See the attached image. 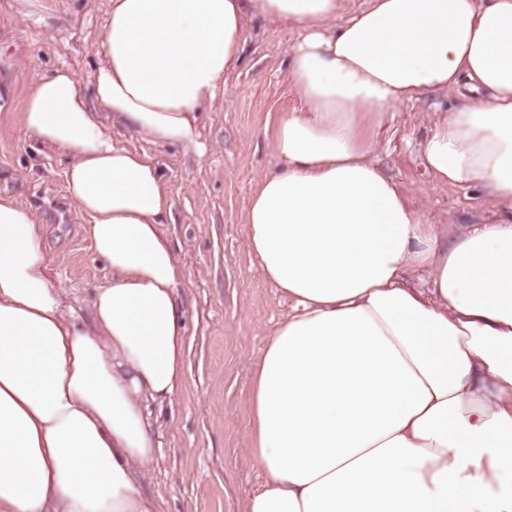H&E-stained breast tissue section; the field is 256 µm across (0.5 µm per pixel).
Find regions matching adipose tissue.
I'll use <instances>...</instances> for the list:
<instances>
[{
    "mask_svg": "<svg viewBox=\"0 0 512 512\" xmlns=\"http://www.w3.org/2000/svg\"><path fill=\"white\" fill-rule=\"evenodd\" d=\"M110 0L93 99L59 69L17 122L70 157L66 193L110 274L64 303L33 211L0 197V512H157L136 476L184 373L186 278L167 181L108 122L201 151L198 114L238 64L248 12L300 33L298 108L263 129L272 171L245 248L290 303L248 391L263 479L242 512H512V0ZM450 96L435 183L492 217L429 223L378 166L384 127Z\"/></svg>",
    "mask_w": 512,
    "mask_h": 512,
    "instance_id": "ef3b65f1",
    "label": "adipose tissue"
}]
</instances>
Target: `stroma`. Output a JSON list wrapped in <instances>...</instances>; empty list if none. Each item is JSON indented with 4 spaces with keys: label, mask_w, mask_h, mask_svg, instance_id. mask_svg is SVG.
I'll list each match as a JSON object with an SVG mask.
<instances>
[{
    "label": "stroma",
    "mask_w": 512,
    "mask_h": 512,
    "mask_svg": "<svg viewBox=\"0 0 512 512\" xmlns=\"http://www.w3.org/2000/svg\"><path fill=\"white\" fill-rule=\"evenodd\" d=\"M109 0H0V195L34 207L50 274L73 298L89 299L110 272L81 230L66 197L68 157L28 140L17 115L34 71L66 68L91 86ZM299 32L248 14L241 62L199 116L197 156L159 149L120 126L112 139L147 151L172 200L166 226L186 270L177 294L187 311L185 374L171 403L155 409L162 448L138 476L158 512H241L260 481L247 448V395L266 332L288 303L255 268L244 248V212L260 173L272 170L262 137L268 118L297 105L288 84L290 48ZM448 97L430 93L396 113L379 160L433 224H479L486 207L452 186L436 185L421 149Z\"/></svg>",
    "instance_id": "1"
}]
</instances>
